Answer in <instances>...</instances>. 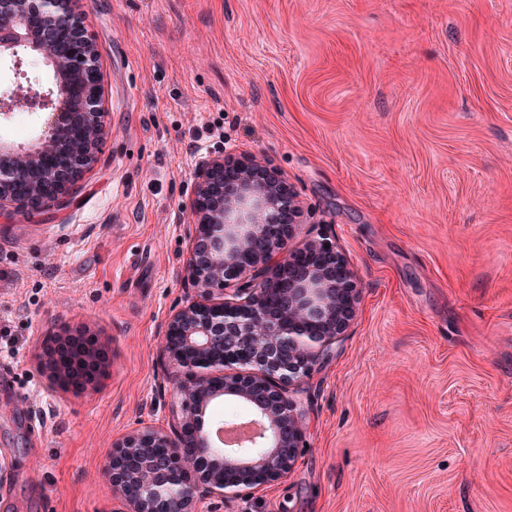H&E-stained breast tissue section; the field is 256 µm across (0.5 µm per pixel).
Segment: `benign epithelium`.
Returning <instances> with one entry per match:
<instances>
[{
    "instance_id": "obj_1",
    "label": "benign epithelium",
    "mask_w": 512,
    "mask_h": 512,
    "mask_svg": "<svg viewBox=\"0 0 512 512\" xmlns=\"http://www.w3.org/2000/svg\"><path fill=\"white\" fill-rule=\"evenodd\" d=\"M79 0H0V65L20 70L29 55L50 67L47 90L19 85L0 95V113L23 104L41 120L34 143H0V211L27 214L65 197L96 161L106 139L98 53L87 36ZM247 163L229 155L202 162L195 174L192 216L198 231L186 266L201 300L172 317L165 354L172 365L177 421L170 430L146 427L112 444L105 474L127 512H197L211 494H237L284 478L304 432L289 387L330 357L346 324L336 319V290L301 270L289 241L294 225H271L298 210L284 177L244 172L222 179L224 166ZM96 355L85 348L46 355L57 382H78ZM216 396L248 404L266 434L233 453L205 436L204 408ZM165 456L149 460L150 450Z\"/></svg>"
}]
</instances>
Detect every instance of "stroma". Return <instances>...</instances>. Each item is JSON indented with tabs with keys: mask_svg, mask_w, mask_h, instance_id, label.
<instances>
[{
	"mask_svg": "<svg viewBox=\"0 0 512 512\" xmlns=\"http://www.w3.org/2000/svg\"><path fill=\"white\" fill-rule=\"evenodd\" d=\"M109 134L0 213V512H124L116 439L168 429L195 172L260 157L356 285L283 479L201 512H512V0H81ZM221 134L206 137L205 125ZM105 354L84 387L47 348Z\"/></svg>",
	"mask_w": 512,
	"mask_h": 512,
	"instance_id": "35a3bbf8",
	"label": "stroma"
}]
</instances>
